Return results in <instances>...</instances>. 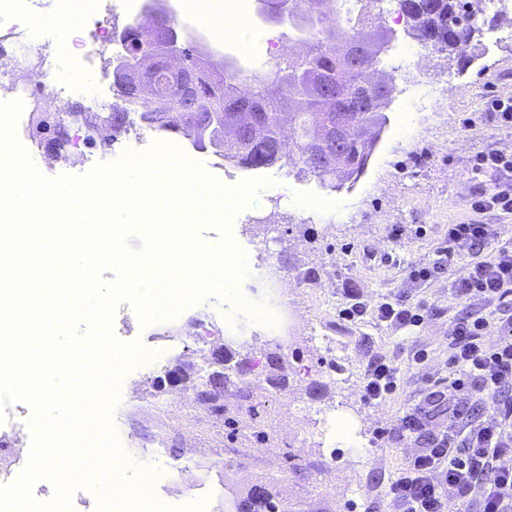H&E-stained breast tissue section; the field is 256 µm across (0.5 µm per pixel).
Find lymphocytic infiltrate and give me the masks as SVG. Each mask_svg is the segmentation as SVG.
Returning a JSON list of instances; mask_svg holds the SVG:
<instances>
[{"label": "lymphocytic infiltrate", "instance_id": "f902f5d3", "mask_svg": "<svg viewBox=\"0 0 512 512\" xmlns=\"http://www.w3.org/2000/svg\"><path fill=\"white\" fill-rule=\"evenodd\" d=\"M472 168L491 175L492 182L472 203L475 211L496 210L512 214V154L489 149L478 153ZM489 224H452L448 244L461 242L479 250L465 271L452 283L461 301L496 302L499 315H477L453 320L448 334V363L454 374L449 386L429 384L426 405L401 417L386 433L411 441L425 438L426 445L407 457L388 480L384 497L390 512H464L477 502V512H512V400L505 398L512 382V243L494 245ZM399 369L382 356L370 357L363 375L362 397L376 404L395 392ZM465 392L490 404L491 420L473 423L472 409L454 404L448 423L431 430L432 413L445 402L447 391Z\"/></svg>", "mask_w": 512, "mask_h": 512}]
</instances>
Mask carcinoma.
Returning <instances> with one entry per match:
<instances>
[{"label":"carcinoma","mask_w":512,"mask_h":512,"mask_svg":"<svg viewBox=\"0 0 512 512\" xmlns=\"http://www.w3.org/2000/svg\"><path fill=\"white\" fill-rule=\"evenodd\" d=\"M348 0H259L260 13L283 23L314 43L302 57L276 63L264 75L224 67L218 75L202 66L193 46L182 47L183 64L177 73L161 72L165 59V20L147 39L134 26L121 36L125 51L115 62L134 64L124 80L112 82L117 101L112 103V134L126 129L137 116L158 132L181 134L193 143H206L224 157L246 168L273 166L289 171L300 168L323 182L355 181L363 173L376 141L390 121L387 115L394 82L365 86V71L393 74L389 59L394 35L384 32L376 48L356 65L348 47L370 40L368 29L384 12V0H365L378 12L346 7ZM406 26L416 39L437 51L465 50L478 27L468 0H396ZM356 125L365 131L345 139L341 149L328 141L336 125ZM224 383L249 372L245 354L224 347ZM250 421L225 420L229 435L250 430L256 441L264 434L254 426L256 405L248 407ZM268 490L248 496L247 512H274Z\"/></svg>","instance_id":"1"}]
</instances>
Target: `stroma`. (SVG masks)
I'll list each match as a JSON object with an SVG mask.
<instances>
[{
    "mask_svg": "<svg viewBox=\"0 0 512 512\" xmlns=\"http://www.w3.org/2000/svg\"><path fill=\"white\" fill-rule=\"evenodd\" d=\"M143 11H164L178 31L191 40L199 55L221 47L224 62L246 70L265 71L275 59L266 51L267 39L297 45L287 25L271 22L259 13L258 0H235L252 50L235 41L213 39L187 0H138ZM479 27L466 55L432 52L426 67L410 57L419 42L409 35L403 20L388 14L395 30L396 91L389 105L390 123L381 135L363 174L342 187L330 188L312 175L278 168L246 169L217 158L212 148L191 140L133 124L112 144L111 154L145 151L167 143L199 163L220 185L232 189L242 181L258 182L253 204L233 217L228 231L212 225L195 229L197 240L217 246L231 236L243 253L246 274L239 293L251 304H269L275 290L288 285L301 327L288 347L260 338L242 351L258 360L251 377L266 385L260 397L263 442L240 436L214 439V419L205 406L179 404L173 412L170 436L178 444H196L201 455L234 466L249 479L272 476L275 503L290 512H386L382 481L388 480L416 453V442L402 444L384 436V428L422 405L429 381L445 379L448 369V333L454 317L494 315L495 304L459 301L451 283L465 268L472 252L460 243L447 269L423 284L407 279L409 265L434 263L437 249L452 224L494 225L497 243L512 242V215L473 212L472 198L490 182L475 174L474 156L494 148L512 154V128L500 125L487 112L493 96H512V0H481ZM85 60L64 57L57 79L66 88L59 110L88 107L92 96L112 88L110 45L93 42ZM322 201L319 210L311 209ZM403 235L393 240V226ZM369 307L391 299L426 302L432 315L411 329L378 322L373 312L355 320L342 318L349 299ZM236 306L218 297H200L171 320L143 323L133 306L115 320L112 334L123 344H142L144 336L178 335L195 320L215 325L236 313ZM427 349L429 360L418 365L415 350ZM277 354L286 381L270 386L267 356ZM393 361L402 378L400 388L385 401L366 404L361 397L363 373L369 357ZM157 371L131 367L121 379L113 413L123 428L140 418L126 406L130 387L141 396L155 392ZM349 415L353 430L347 440L321 439L320 410Z\"/></svg>",
    "mask_w": 512,
    "mask_h": 512,
    "instance_id": "stroma-1",
    "label": "stroma"
}]
</instances>
